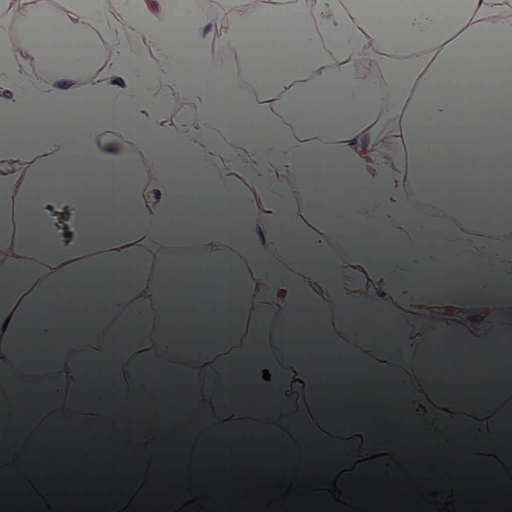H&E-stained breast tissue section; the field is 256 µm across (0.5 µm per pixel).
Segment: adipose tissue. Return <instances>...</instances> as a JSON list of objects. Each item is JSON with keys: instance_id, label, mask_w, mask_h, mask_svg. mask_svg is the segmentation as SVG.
<instances>
[{"instance_id": "ef3b65f1", "label": "adipose tissue", "mask_w": 512, "mask_h": 512, "mask_svg": "<svg viewBox=\"0 0 512 512\" xmlns=\"http://www.w3.org/2000/svg\"><path fill=\"white\" fill-rule=\"evenodd\" d=\"M135 23L164 48L165 67L117 53L112 94L88 80L81 46L49 72L51 33H88L98 0L51 13L46 0H0L15 38L0 46V113L66 112L38 134L0 135V390L28 386L41 407H0V470L54 466L45 442L60 424L93 427L116 465L168 464L176 451L212 458L215 437L249 427L252 457L371 456L393 445H460L504 453L512 399V334L470 328L486 304L512 303V0H265L260 16L226 0L230 45L274 35L266 94L244 96L239 65L213 69L203 35L132 0ZM49 37L32 39L33 23ZM173 79L198 103L206 135L183 137L143 120L145 86ZM99 108L97 120L85 112ZM279 114L263 149L288 171L218 161L256 123ZM121 136H110L111 128ZM149 167L150 182L140 178ZM265 203L256 225L249 191ZM307 199L313 221L294 218ZM377 226L395 255L363 247ZM438 237L428 246L429 237ZM366 272L389 292L353 296ZM450 299L446 328L421 332L406 305ZM275 313V332L260 330ZM387 327L390 349L357 336ZM205 323L191 352L171 327ZM96 357L111 382L97 405L82 395ZM380 384L342 408L336 371ZM270 379H263V372ZM179 377L180 404L156 385ZM448 378L466 402L431 387Z\"/></svg>"}]
</instances>
